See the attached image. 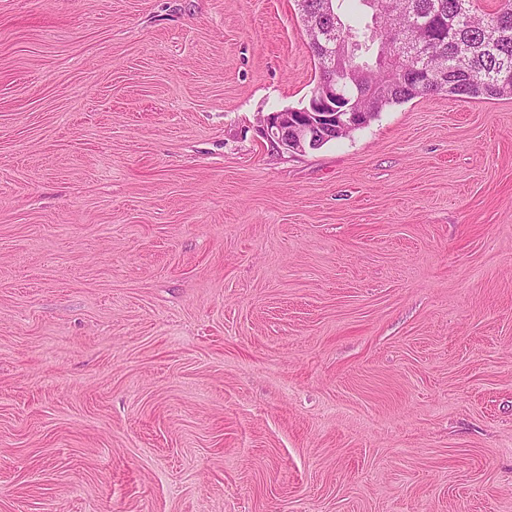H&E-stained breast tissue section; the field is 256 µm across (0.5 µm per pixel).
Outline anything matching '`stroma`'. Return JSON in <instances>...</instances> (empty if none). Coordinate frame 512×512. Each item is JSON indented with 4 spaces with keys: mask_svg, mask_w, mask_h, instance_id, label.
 Listing matches in <instances>:
<instances>
[{
    "mask_svg": "<svg viewBox=\"0 0 512 512\" xmlns=\"http://www.w3.org/2000/svg\"><path fill=\"white\" fill-rule=\"evenodd\" d=\"M297 0H0V512H512V97L321 148Z\"/></svg>",
    "mask_w": 512,
    "mask_h": 512,
    "instance_id": "stroma-1",
    "label": "stroma"
}]
</instances>
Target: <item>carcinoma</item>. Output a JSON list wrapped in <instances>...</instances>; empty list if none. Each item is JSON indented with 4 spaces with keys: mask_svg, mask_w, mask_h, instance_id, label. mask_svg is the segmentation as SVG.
<instances>
[{
    "mask_svg": "<svg viewBox=\"0 0 512 512\" xmlns=\"http://www.w3.org/2000/svg\"><path fill=\"white\" fill-rule=\"evenodd\" d=\"M323 0H301L303 21L329 25ZM332 0L336 39L350 55L336 82L366 111L418 96L446 93L460 99L512 96V8L486 12L469 24L457 18L474 10L473 0H357L371 11L361 22Z\"/></svg>",
    "mask_w": 512,
    "mask_h": 512,
    "instance_id": "1",
    "label": "carcinoma"
}]
</instances>
